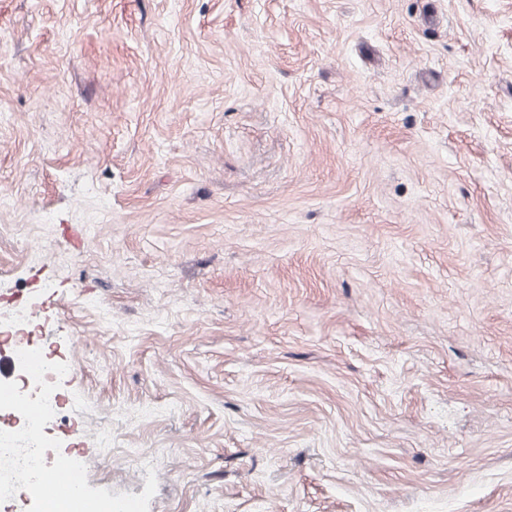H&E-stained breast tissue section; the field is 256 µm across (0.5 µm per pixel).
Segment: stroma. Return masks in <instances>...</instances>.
<instances>
[{
	"label": "stroma",
	"instance_id": "stroma-1",
	"mask_svg": "<svg viewBox=\"0 0 512 512\" xmlns=\"http://www.w3.org/2000/svg\"><path fill=\"white\" fill-rule=\"evenodd\" d=\"M0 322L87 505L512 512V0H0ZM0 342L13 345L17 352L30 353V347L36 336L34 327L17 326L8 330H0Z\"/></svg>",
	"mask_w": 512,
	"mask_h": 512
}]
</instances>
